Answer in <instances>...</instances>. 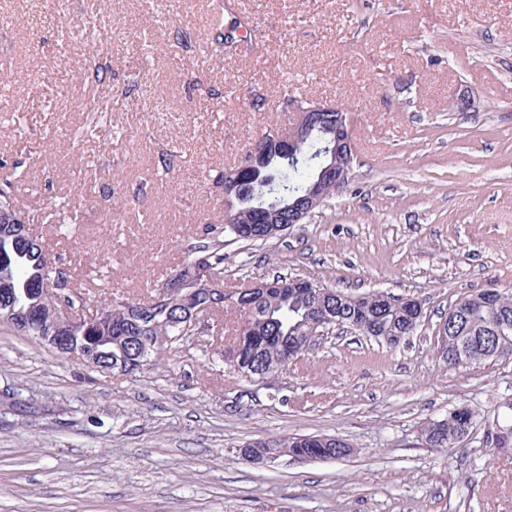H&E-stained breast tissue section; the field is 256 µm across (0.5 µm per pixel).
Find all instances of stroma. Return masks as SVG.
<instances>
[{"mask_svg": "<svg viewBox=\"0 0 512 512\" xmlns=\"http://www.w3.org/2000/svg\"><path fill=\"white\" fill-rule=\"evenodd\" d=\"M210 3L0 0V162L20 163L29 213L79 207V223L35 225L60 268L95 310L146 295L223 214L224 169L289 127L293 101L326 100L354 120L348 183L286 236L226 246L224 288L308 276L417 299L419 323L397 345L333 328L268 386L231 373L210 334L109 375L0 324V512H512V452L491 442L512 359L436 352L462 296L512 293V0H232L220 25ZM95 13L112 41L92 58ZM241 16L264 53L213 55ZM461 93L471 110L451 109ZM462 405L469 436L426 444ZM309 434L354 451L268 467L238 453Z\"/></svg>", "mask_w": 512, "mask_h": 512, "instance_id": "35a3bbf8", "label": "stroma"}]
</instances>
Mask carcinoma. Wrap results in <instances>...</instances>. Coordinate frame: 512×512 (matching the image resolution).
I'll return each instance as SVG.
<instances>
[{
	"label": "carcinoma",
	"instance_id": "carcinoma-1",
	"mask_svg": "<svg viewBox=\"0 0 512 512\" xmlns=\"http://www.w3.org/2000/svg\"><path fill=\"white\" fill-rule=\"evenodd\" d=\"M330 135L316 128L302 143L299 160L291 165L288 160L273 156L255 173L238 165L224 170V183H238L244 194L227 201L224 217L215 220V226L201 241L191 247L186 262L199 256L206 257L203 268L219 276L224 274V247L235 243L253 244L282 237L281 231L269 224H252L251 212L256 205L288 220L291 211L299 206L311 182L316 179L323 164L330 157ZM12 182L0 181V225L5 215L22 216L14 199ZM4 260L0 271L10 275L17 301L28 305L36 302L37 292L45 288L53 291L70 287L65 270L48 264L51 254L39 236L25 233L18 237L0 238ZM278 277L260 279L265 288L249 287L234 292L233 301L242 320L230 326L213 322L211 316L223 307L229 294H193L196 306L210 302L214 306L204 310L209 316L210 331L225 335L227 349L235 353L236 372L255 381L269 370L279 373L300 357L315 341V334L324 330L326 313L336 321L332 326L355 328L379 341L393 344L396 336L411 335L417 323L402 308L375 302L354 303L340 292L315 294L295 288L286 292L273 286ZM112 317H78L72 326L75 346L112 352V372L127 373L143 368L135 362L136 336L142 328L153 336L168 337L171 348L180 349L181 342L196 334L198 325L185 324L179 318L178 307L168 309L150 306V302L115 300L102 312ZM462 314L458 325L448 328V335L438 343L440 357L462 354L463 364H479L493 358L488 349L498 338L512 340V294L501 302L482 303L481 293L461 298L448 312L452 317ZM507 413L496 420V432L507 445H512V404L505 405ZM475 411L462 406L448 416L428 423L424 427L426 441L439 448L459 439L460 433ZM352 452V446L331 435H294L276 439H259L242 445L240 454L253 463L265 464L270 455L302 457L304 459L342 458Z\"/></svg>",
	"mask_w": 512,
	"mask_h": 512
}]
</instances>
